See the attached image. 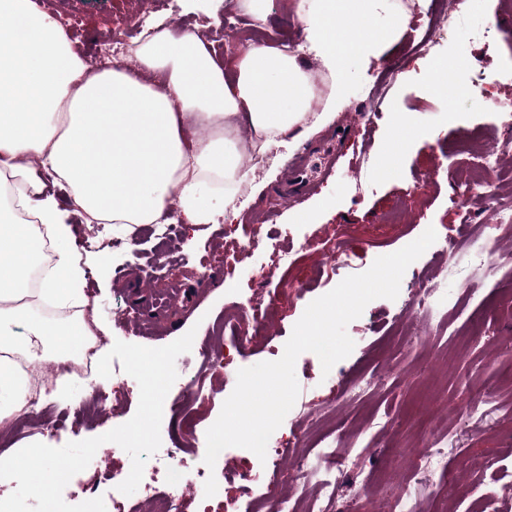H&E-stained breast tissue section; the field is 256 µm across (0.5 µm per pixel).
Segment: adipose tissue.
I'll return each instance as SVG.
<instances>
[{
  "label": "adipose tissue",
  "mask_w": 512,
  "mask_h": 512,
  "mask_svg": "<svg viewBox=\"0 0 512 512\" xmlns=\"http://www.w3.org/2000/svg\"><path fill=\"white\" fill-rule=\"evenodd\" d=\"M305 32L304 55L246 41L232 63L195 34L164 30L135 57L161 71L157 89L113 68L88 73L60 24L31 0H0V422L26 411L28 380L10 355L56 341V359L78 353L84 321L59 326L32 302L84 303V269L71 217L89 224H159L171 203L188 223H210L204 181L234 177L242 160L225 132L247 128L258 154L308 138L346 106L351 68L369 67L406 31L392 0H289ZM328 72L319 94L313 67ZM213 124L211 136L195 128ZM32 215L18 222L16 208ZM55 246L40 283L31 275Z\"/></svg>",
  "instance_id": "1"
}]
</instances>
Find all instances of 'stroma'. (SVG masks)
Segmentation results:
<instances>
[{"label":"stroma","instance_id":"35a3bbf8","mask_svg":"<svg viewBox=\"0 0 512 512\" xmlns=\"http://www.w3.org/2000/svg\"><path fill=\"white\" fill-rule=\"evenodd\" d=\"M150 2L44 0L43 9L62 22L81 18L73 42L89 61L149 21L196 33L221 58L238 54L246 25L231 0H169L161 12ZM490 24L501 34L488 45L478 33ZM415 34L407 29L368 71L351 70L348 106L306 141L318 147L342 132L345 154L335 175L301 204L274 209L275 190L293 153L272 150L259 168H240L225 194L201 187L209 208L220 214L217 223L191 225L171 211L174 233L164 249L154 245V225H105L102 247L110 259L87 272L82 284L87 304L80 312L109 329L107 345L121 340L161 347L191 329L197 337L209 335L226 307L248 308L261 295L268 252L260 246L238 249L254 230L294 249L293 266L280 272L284 287L274 306L270 345H257L244 360L230 355L227 380L186 402L196 433L186 444L200 460L206 431L233 391L240 368L271 360L272 349H284L311 301L434 228L436 243L407 268L397 299L370 302L348 324L355 346L347 358L327 374L314 353H302L296 361L297 401L314 419L313 444L299 449L298 456L313 480L300 487L288 465L279 489L292 498L311 500L319 494L324 438L337 430L345 436L338 503L346 512H384L394 492L408 484L416 492L417 512H434L449 484L477 485L490 467L512 474V316L498 312L502 294L512 291V226L502 229V245L485 266H471L465 250L452 257L442 252L464 216L485 217L484 197L470 196L460 208L448 198L457 179L474 170L475 155L507 134L496 104L512 100V0H482L478 10L444 30L429 55L415 53ZM445 58L466 61L455 75L451 100L430 87L433 64ZM392 64L400 70L386 84L383 115L368 127L351 124V114L365 111L370 86L382 83ZM399 114L408 118L412 132L388 173L387 136ZM464 132L476 145L474 156L455 149ZM395 210L405 211V223L375 232L378 220ZM426 269L459 301V310L439 304L428 317H410L414 288ZM296 282L303 283L302 292L293 291ZM372 377L381 379L379 388L360 399L348 395L351 383ZM46 402L60 427L32 429L27 440L61 447L127 422L137 410L139 385L130 376L75 377L63 396H48ZM425 439L442 449L446 466L445 474H433L427 482L416 479L411 454Z\"/></svg>","mask_w":512,"mask_h":512}]
</instances>
